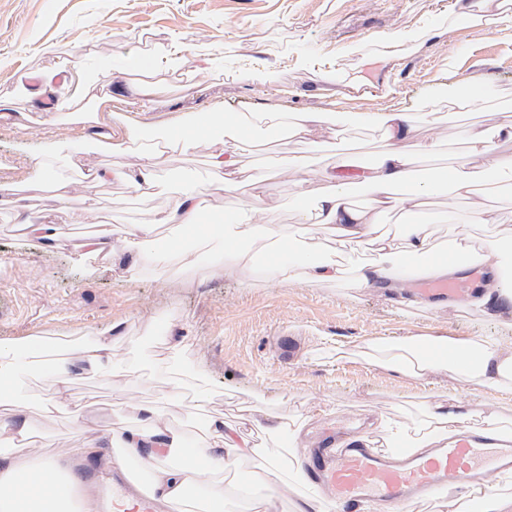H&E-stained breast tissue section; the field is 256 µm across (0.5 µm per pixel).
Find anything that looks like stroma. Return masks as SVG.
I'll list each match as a JSON object with an SVG mask.
<instances>
[{
  "instance_id": "1",
  "label": "stroma",
  "mask_w": 512,
  "mask_h": 512,
  "mask_svg": "<svg viewBox=\"0 0 512 512\" xmlns=\"http://www.w3.org/2000/svg\"><path fill=\"white\" fill-rule=\"evenodd\" d=\"M509 13L512 0H0V100L14 104L0 119V188H22L34 213L62 237L61 246H46L0 212V342L105 332L117 357L136 349L145 358L141 371L116 373L107 383L87 375L73 385L72 394L86 403L80 431L65 414L43 410L55 390L52 369L20 372L10 406L30 425V451L64 459L82 435L135 423L136 406L157 405L166 421L192 436L213 415L248 423L255 443L266 448L280 444L266 425L286 418L300 427L291 445L297 457L357 417L365 435L385 441L380 419L412 422L415 404L447 399L453 389L466 410L502 415L511 428L512 393L459 391L456 375L445 369L422 378L399 375L356 348L380 338L476 335L512 347V313L425 307L401 286L284 283L275 268L228 266L218 247L167 226L160 237H178L180 247L165 266L136 262L122 239L98 257H80L81 243L107 225L150 223L166 204L161 196L138 201L117 179H90L111 160L93 146L96 130L123 124L156 132L184 115L213 110L413 112L419 101L467 82L482 84L489 104L512 119V26L500 21ZM408 29L424 31L425 39L397 42ZM175 41L186 47L182 66L156 72L167 93L150 105L137 92L140 77L117 69L103 85L85 89L88 100L112 96L111 111L94 113L87 126L41 106L46 98L66 99L67 82H54L46 96L28 102L15 97L26 73L63 72L75 56L90 69L121 55L157 58ZM211 49L223 53V71L205 66ZM258 67L274 69L277 81L242 80L244 70ZM327 71L334 79H324ZM482 119L478 111L454 117L443 109L435 122L420 121L419 135L461 151V128ZM323 137L329 142L324 162L335 163L340 153L351 158L342 174L351 200L363 203L365 191L354 179L376 161L381 132L335 127ZM59 141L73 145V164L48 163L49 178L36 179L37 158L47 143ZM56 180L71 183L67 206L55 199ZM298 192L289 176L248 183L236 198L213 193L209 210L230 214L238 198L258 199L259 222L284 226L295 241L302 235ZM170 340L183 344L186 394L200 385L209 392L191 416L166 402ZM120 395L129 406H117Z\"/></svg>"
}]
</instances>
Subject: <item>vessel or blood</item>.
<instances>
[{
  "label": "vessel or blood",
  "instance_id": "obj_1",
  "mask_svg": "<svg viewBox=\"0 0 512 512\" xmlns=\"http://www.w3.org/2000/svg\"><path fill=\"white\" fill-rule=\"evenodd\" d=\"M444 262L463 267V274L437 277L409 267L412 295L421 304L459 300L485 276L483 265L466 255L435 254L428 259L432 266ZM301 461L312 484L325 489L336 512H364L374 503L399 507L433 502L470 485L480 486L484 496L492 497L500 492L497 474L512 472V435L497 426L475 425L417 453L363 438L351 443L339 432L308 449ZM131 473L140 488L137 512H157L156 502L146 492L149 469L140 465ZM103 485L99 466L80 462L64 475L60 487L77 506L86 488Z\"/></svg>",
  "mask_w": 512,
  "mask_h": 512
}]
</instances>
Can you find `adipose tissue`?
Listing matches in <instances>:
<instances>
[{
  "instance_id": "obj_1",
  "label": "adipose tissue",
  "mask_w": 512,
  "mask_h": 512,
  "mask_svg": "<svg viewBox=\"0 0 512 512\" xmlns=\"http://www.w3.org/2000/svg\"><path fill=\"white\" fill-rule=\"evenodd\" d=\"M74 95L59 104L62 112L83 109L85 87L98 84L112 70L111 60H102L95 70L85 69L81 60L70 59L65 64ZM254 133L281 141L296 138L304 150L276 151L263 169L253 172V179L285 175L291 172L312 174L317 188L305 193V206L300 207L298 223L307 227L304 241L296 250L295 260L279 264L278 272L285 282L339 281L344 279V265L334 256L312 255L311 242L317 236L331 233L345 246H369L374 258L362 266L356 285L377 288L390 283L395 275L397 258H424L437 252L459 250L471 253L483 265L499 271L497 284L477 293L472 302L483 310L512 309V233L496 232L486 237L472 232L475 224L491 223L485 205L484 184L490 180H512V159L496 154L499 139L512 140V124L500 122L489 114L485 124L472 126L466 132L467 149L446 163L436 166L433 176L416 174L414 166L420 155H440L438 141H421L414 127L413 116L406 111L391 112H298L274 115L257 112L248 119ZM371 126L383 131L384 137L374 166L364 169L357 179L368 199L364 206H353L348 197L349 185L343 177L317 168L316 153L322 149L321 136L327 126ZM242 138L238 124L211 111L193 115L164 128L159 135L146 138L137 128L122 126L105 143L107 152L122 154L135 151L139 162L125 172L132 193L139 196L163 190L169 199L166 209L159 211L153 223L137 224L124 234L137 256L161 266L169 257L166 240L157 229L162 224L189 227L207 207L205 194L190 180L163 170L161 158L165 150L184 154L207 146L210 151L214 179L213 190L227 194L238 191L242 181L237 167V148ZM447 189L449 204L466 202L469 223L456 226L448 239H436L425 224H403L397 231L385 230L381 217L386 210L407 212L421 206L425 197ZM259 205L256 200L240 201L235 215L221 226L223 250L253 258L272 253L285 236L282 227L262 224L256 219ZM363 356L389 370L422 376L437 368L459 373L466 383L499 391H512V349H503L490 336H473L456 340L439 336L423 342L410 339H378L366 344ZM53 368L58 389L48 403L49 410H67L75 403L69 394L71 382L91 370L125 371L131 362L119 359L112 351V339L98 334L90 340L72 344L54 356ZM145 425L139 429L121 430L113 441L115 454L112 463L122 467L129 457L148 456L151 467L150 493L163 503L182 499L192 477L202 471L216 473L207 495L201 498L200 512H222L224 481L222 474L231 463L252 459L258 463L255 476L262 493L253 497L254 506L265 503L264 490L281 485L302 484L306 475L300 465H286L280 448H262L251 444L238 429L220 419H210L202 437L193 448H186L182 437L165 424L154 409H143ZM425 433L414 432L409 425H389V432L412 448H426L447 439L450 432L463 426L467 415L458 407L443 403L423 406ZM29 431L27 422L11 419L0 422V512H72L68 500L61 495L51 500L41 496L20 494L18 483L23 471L30 469L31 460L22 455Z\"/></svg>"
}]
</instances>
